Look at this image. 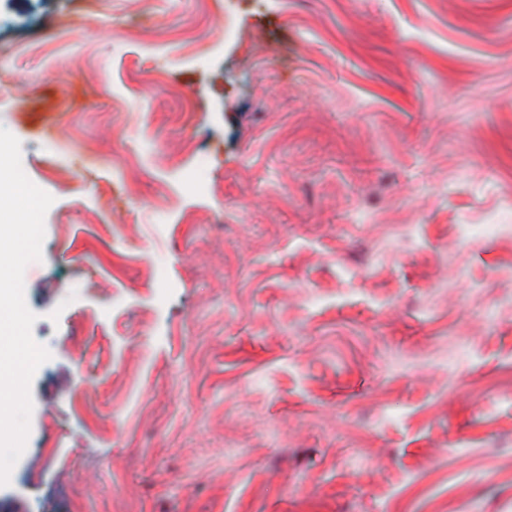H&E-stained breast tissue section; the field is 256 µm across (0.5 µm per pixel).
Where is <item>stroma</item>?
Wrapping results in <instances>:
<instances>
[{
	"instance_id": "1",
	"label": "stroma",
	"mask_w": 512,
	"mask_h": 512,
	"mask_svg": "<svg viewBox=\"0 0 512 512\" xmlns=\"http://www.w3.org/2000/svg\"><path fill=\"white\" fill-rule=\"evenodd\" d=\"M89 1L0 0V512H512V0Z\"/></svg>"
}]
</instances>
